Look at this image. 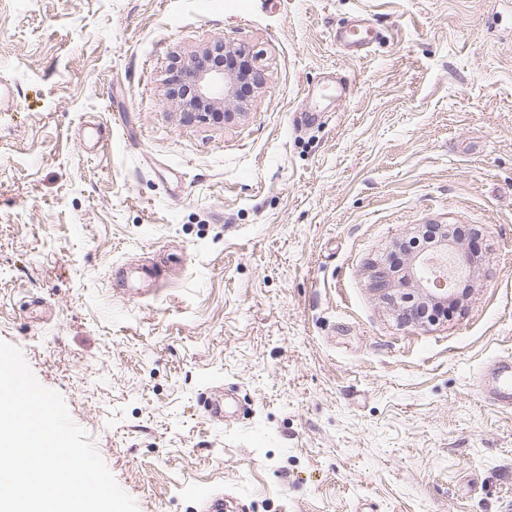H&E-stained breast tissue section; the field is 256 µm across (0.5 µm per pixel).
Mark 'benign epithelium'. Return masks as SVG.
Returning a JSON list of instances; mask_svg holds the SVG:
<instances>
[{"mask_svg":"<svg viewBox=\"0 0 512 512\" xmlns=\"http://www.w3.org/2000/svg\"><path fill=\"white\" fill-rule=\"evenodd\" d=\"M175 66V78L170 80L168 95L181 111L183 120L221 123L233 116L228 108L245 109L239 87L251 65L242 50L220 39L191 55L177 58ZM427 260L426 255L409 260L411 275L422 288L424 299L431 303L453 299L456 296L455 282L446 276L428 274ZM370 285L384 298L396 287L392 272L378 266L371 271Z\"/></svg>","mask_w":512,"mask_h":512,"instance_id":"obj_1","label":"benign epithelium"}]
</instances>
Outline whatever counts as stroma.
<instances>
[{
  "mask_svg": "<svg viewBox=\"0 0 512 512\" xmlns=\"http://www.w3.org/2000/svg\"><path fill=\"white\" fill-rule=\"evenodd\" d=\"M216 39L261 86L184 122ZM0 87V341L138 512H512V0H0ZM426 224L479 235L410 324L370 270ZM217 53L229 56L233 61L225 67L208 64L206 59ZM175 66V78L170 80L168 95L185 122L222 123L233 115L242 114L223 112L229 107L243 111L246 106L239 96V87L247 73L253 69L241 49L227 45L220 39L191 55L177 58ZM182 80L187 83L190 96L178 93ZM512 361L503 360L494 369L495 384L487 389L486 398L493 405L512 408Z\"/></svg>",
  "mask_w": 512,
  "mask_h": 512,
  "instance_id": "35a3bbf8",
  "label": "stroma"
}]
</instances>
